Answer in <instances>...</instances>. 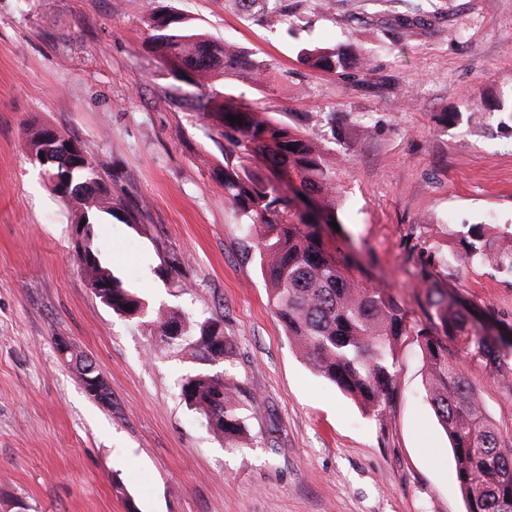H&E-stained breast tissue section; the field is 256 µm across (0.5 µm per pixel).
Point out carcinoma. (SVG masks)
Returning a JSON list of instances; mask_svg holds the SVG:
<instances>
[{
    "label": "carcinoma",
    "instance_id": "carcinoma-1",
    "mask_svg": "<svg viewBox=\"0 0 512 512\" xmlns=\"http://www.w3.org/2000/svg\"><path fill=\"white\" fill-rule=\"evenodd\" d=\"M146 26L153 30L152 43L164 62L176 73L190 70L197 84L219 79L238 65L264 73L265 65L210 37L190 20L154 15ZM300 53L318 69L344 66L334 48L305 46ZM193 107L218 123L227 142L220 169L224 199L248 228L258 230L248 237L250 247L257 251L273 310L301 356L324 379L378 415L395 389L396 347L402 337L416 335L427 360L426 398L451 440L466 512H512V442L503 439L486 414L477 385L459 358L463 354L500 374L501 354L512 349V339L490 335L459 308L447 288L437 285L426 295L428 322L411 325L407 310L390 290L372 283L353 247L323 240L317 217L335 220L341 196L336 158L322 136L290 128L218 95ZM230 116L237 121L230 122ZM254 152L268 165L288 169L298 180V195L311 198L314 209L295 208L271 188L265 173L252 163ZM42 170L58 197L85 209L78 214L81 221L93 224L102 213L113 215L118 206L79 145L52 155ZM454 235L460 245L454 253L458 267L482 266L512 277V226L462 224ZM86 248L95 256L94 277L112 283V311L137 312L143 299L114 274L95 245ZM144 323L154 336L184 324L183 336L161 345L192 359L211 362L233 356L232 343L217 323L195 324L166 307L147 309ZM450 343L459 353L451 351ZM181 395L189 408L216 420V432L224 440L233 443L245 434L249 396L233 374L195 371L183 379Z\"/></svg>",
    "mask_w": 512,
    "mask_h": 512
}]
</instances>
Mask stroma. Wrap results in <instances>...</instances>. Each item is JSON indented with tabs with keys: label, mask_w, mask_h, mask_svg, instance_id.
Segmentation results:
<instances>
[{
	"label": "stroma",
	"mask_w": 512,
	"mask_h": 512,
	"mask_svg": "<svg viewBox=\"0 0 512 512\" xmlns=\"http://www.w3.org/2000/svg\"><path fill=\"white\" fill-rule=\"evenodd\" d=\"M0 0V501L26 512H465L448 438L425 397L416 337L396 391L362 409L301 357L268 301L246 229L224 199V140L186 104L187 75L151 51L146 19L175 12L267 64L228 70L224 96L314 134L335 132L336 220L412 321L425 286L407 245L453 249L460 224L512 225V0ZM349 62L312 68L299 50ZM77 140L122 209L94 241L145 302L218 322L236 354L168 350L87 285L76 212L26 146L29 128ZM138 208V222L125 207ZM493 333L512 335V278L437 269ZM64 337L107 378L93 400L59 356ZM234 373L253 394L232 445L180 396L183 377ZM512 438V387L467 365Z\"/></svg>",
	"instance_id": "1"
}]
</instances>
